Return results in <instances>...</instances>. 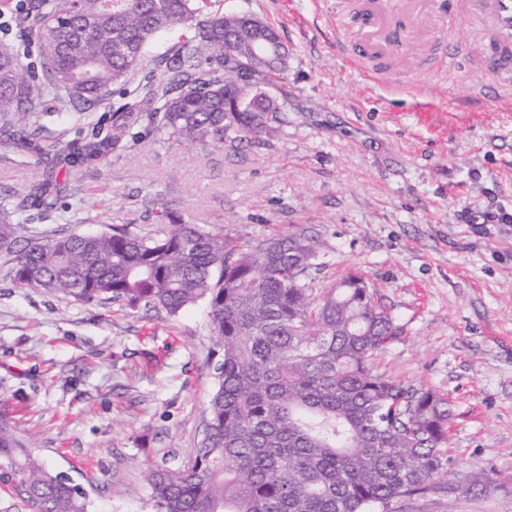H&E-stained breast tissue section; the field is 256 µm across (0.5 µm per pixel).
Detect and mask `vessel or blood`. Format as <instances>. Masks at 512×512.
<instances>
[{"label": "vessel or blood", "mask_w": 512, "mask_h": 512, "mask_svg": "<svg viewBox=\"0 0 512 512\" xmlns=\"http://www.w3.org/2000/svg\"><path fill=\"white\" fill-rule=\"evenodd\" d=\"M390 0H363L355 16L336 13V30L358 56L368 60L399 59L407 55L408 45L395 42L396 26L412 25L411 13H393ZM473 35L481 54L479 62L500 86L512 88V0H465Z\"/></svg>", "instance_id": "obj_1"}]
</instances>
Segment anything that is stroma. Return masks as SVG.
<instances>
[{
    "label": "stroma",
    "mask_w": 512,
    "mask_h": 512,
    "mask_svg": "<svg viewBox=\"0 0 512 512\" xmlns=\"http://www.w3.org/2000/svg\"><path fill=\"white\" fill-rule=\"evenodd\" d=\"M250 13L288 50L285 125L239 149L143 133L132 147L77 163L57 205L25 211L30 233L95 234L117 224L152 235L167 212L239 242L278 233L319 244L306 279L320 295L352 272L392 318L380 371L446 396L452 477L479 469L488 494L399 500L393 512H512V90L476 69L449 72L442 37L477 51L469 23L423 15L426 45L376 64L373 83L336 47V0H212ZM111 102L72 118L47 99L43 145L109 131ZM45 154L0 147V202L41 178ZM198 301L160 308L82 303L22 288L0 265V416L54 473L79 485L87 512H149L143 470L176 467L204 436L222 353Z\"/></svg>",
    "instance_id": "obj_1"
}]
</instances>
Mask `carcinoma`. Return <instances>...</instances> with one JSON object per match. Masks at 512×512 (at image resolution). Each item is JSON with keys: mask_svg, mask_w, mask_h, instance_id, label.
Here are the masks:
<instances>
[{"mask_svg": "<svg viewBox=\"0 0 512 512\" xmlns=\"http://www.w3.org/2000/svg\"><path fill=\"white\" fill-rule=\"evenodd\" d=\"M31 0L40 66L0 51V145L42 152L39 108L65 91L77 110L105 93L128 96L147 45L187 21L193 35L143 91L112 111V133L54 147L41 182L0 208V257L23 288L131 310L176 315L207 301L222 351L209 422L192 458L177 468L148 466L152 512H391L400 499L455 493L453 410L434 391L396 380L375 358L396 337L392 319L350 274L315 299L304 277L315 241L282 234L256 244L228 242L177 217L154 237L126 226L98 234L26 235L15 216L33 198L52 207L57 177L74 158L118 150L136 127L222 148L279 133L282 106L267 91L288 56L269 60L242 20L210 10V0ZM0 484L35 512H86L85 494L0 419ZM484 471L467 490L489 492Z\"/></svg>", "mask_w": 512, "mask_h": 512, "instance_id": "cac0c4a2", "label": "carcinoma"}]
</instances>
